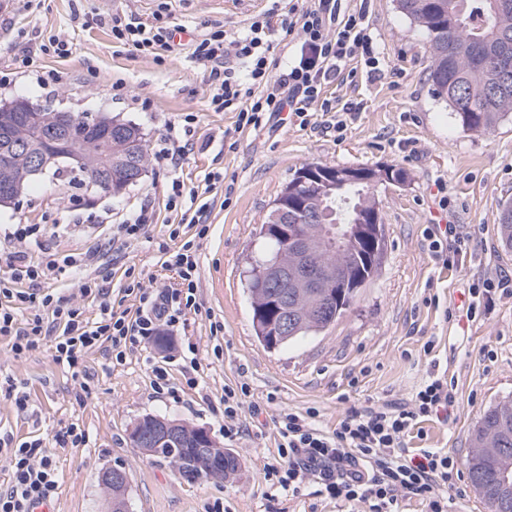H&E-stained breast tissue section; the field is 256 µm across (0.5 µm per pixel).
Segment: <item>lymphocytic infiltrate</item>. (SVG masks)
<instances>
[{"mask_svg": "<svg viewBox=\"0 0 512 512\" xmlns=\"http://www.w3.org/2000/svg\"><path fill=\"white\" fill-rule=\"evenodd\" d=\"M111 22L113 41L130 52L162 63L174 50L167 27L124 13L113 15ZM278 30L288 38L283 59L273 55L272 37ZM190 50L209 70L210 107L235 113L239 132L262 129L286 111L300 129L317 121L344 134L355 108L327 98V85L335 80L355 83L362 68L373 77L384 73L365 9H348L346 0H313L306 7L298 0H274L239 32L214 27L194 38ZM195 121V114L186 113L165 122L153 154L170 170L181 169ZM223 184L220 171L207 173L197 186L176 176L171 180L166 207L175 217L158 251L163 267L177 273L173 287L147 286L141 272L129 265L122 287L111 291L107 279L94 272L100 251L45 252L40 225H5L0 229V252L6 256L0 275V342L21 358L51 340L53 363L70 371L79 397H89L93 384L84 368L89 354L104 353L120 365L142 342L185 326L196 308L198 248L211 227L210 195ZM35 248L41 255L33 259L29 252ZM68 268L80 276L76 303L44 289ZM90 305L96 309L91 317L86 314ZM453 401L447 380L432 376L410 401L352 411L330 435L316 427L315 409L282 412L276 421L281 438L277 458L267 475L288 493L316 479L331 499L353 504L368 500L371 512H397L403 496L420 498L426 512H448L443 490L452 476V458L433 448L411 452L408 438ZM0 458L9 471V481L0 489V512H29L32 501L54 496L59 471L43 439L0 434Z\"/></svg>", "mask_w": 512, "mask_h": 512, "instance_id": "lymphocytic-infiltrate-1", "label": "lymphocytic infiltrate"}]
</instances>
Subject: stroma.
I'll use <instances>...</instances> for the list:
<instances>
[{
  "instance_id": "obj_1",
  "label": "stroma",
  "mask_w": 512,
  "mask_h": 512,
  "mask_svg": "<svg viewBox=\"0 0 512 512\" xmlns=\"http://www.w3.org/2000/svg\"><path fill=\"white\" fill-rule=\"evenodd\" d=\"M269 0H0V72L13 73L0 87V101L23 97L71 112H103L129 120L147 145L163 133L165 121L194 113L193 148L182 176L198 183L205 173L223 171L233 185L228 207L214 205L210 231L200 242L197 310L186 327L168 333L166 345L150 340L115 366L101 354L87 357L94 377L90 397L78 400L70 373L56 366L48 344L16 358L0 344V375L26 387L36 416L18 414L0 394V430L24 438H45L80 423L89 434L83 448H57L61 474L55 512H111L100 483L104 470H125L130 481L129 512H367L330 499L316 481L289 494L272 487L266 467L277 455L275 422L283 411L313 408L316 426L333 431L348 411L371 403L412 398L430 374L454 387L456 402L447 418L422 425L415 448H441L455 467L448 485V512H488L471 486L464 466L469 436L484 410L512 398V294H496L489 309L467 318L464 294L477 278L512 277V253L498 237V205L512 197V113L487 133L463 130L451 109L435 100L427 83V39L401 13L396 0H368L371 34L388 70L378 79L360 76L354 85L332 83L326 94L338 103L360 106L343 137L290 122L235 136V115L207 105V73L189 56L190 39L216 23L240 29L264 12ZM127 12L141 20L179 25L182 47L165 63L136 57L112 43L111 18ZM56 38L68 52H40ZM34 50L41 71H59L62 83L37 84L33 74L15 73L16 58ZM123 81L122 96L112 84ZM308 163L403 170L401 184H377L385 253L377 277L362 288L349 310L322 333L267 350L256 338L246 289L253 256L261 252L258 231L296 169ZM170 171L150 159L145 176L123 194L112 196L65 178L31 182L15 205L0 207L1 224H40L50 251L103 248L102 273L111 288L113 257L141 270L145 283L171 286L175 274L160 263L157 243L167 236L165 209ZM151 199L155 220L150 241L124 244L122 214ZM74 208L76 223L56 229L64 210ZM469 235L470 249L455 265L429 248L428 230L440 220ZM224 324L213 339L210 324ZM195 344L204 373L197 389L180 401L155 396L148 362L166 366L181 383V341ZM247 382L241 437L224 438V387ZM158 414L210 430L239 461L223 480L187 482L164 463L134 448L128 433L142 416Z\"/></svg>"
}]
</instances>
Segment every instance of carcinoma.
<instances>
[{"label": "carcinoma", "mask_w": 512, "mask_h": 512, "mask_svg": "<svg viewBox=\"0 0 512 512\" xmlns=\"http://www.w3.org/2000/svg\"><path fill=\"white\" fill-rule=\"evenodd\" d=\"M400 11L410 19L427 38L430 64L427 81L431 95L446 102L450 107L460 100L467 101V110L454 111L465 131L486 133L497 122L512 112V84L504 89L495 86L490 71L481 65L482 54L494 48L493 37L506 33L512 37V0H397ZM23 122L16 112L0 113V148L10 143L14 125ZM112 184L128 188V171L122 162V142H112ZM14 175L0 180V197L15 199L28 182L24 178L25 158L15 156ZM347 203L334 206L335 215L329 223L352 224L358 214L377 207L374 186L350 183L344 190ZM499 236L501 246L512 250V201L501 205L499 212ZM309 242L308 259L320 269L339 271L344 279L336 283V318H341L349 309L361 288L373 281L381 267L384 246L372 249L360 239L350 240L342 249L319 248L320 229L318 223L301 227ZM252 323L257 339L269 346L272 332L267 330L272 311L269 310L268 289L255 275L248 276ZM316 298L305 293L295 297L296 332L288 337L292 343L315 335L329 324L314 317ZM190 438L182 436L170 446L157 451L155 459L168 462L189 482L208 478L186 470L180 460L190 451ZM470 447L504 448L507 458L512 459V398L490 406L474 428Z\"/></svg>", "instance_id": "carcinoma-1"}]
</instances>
